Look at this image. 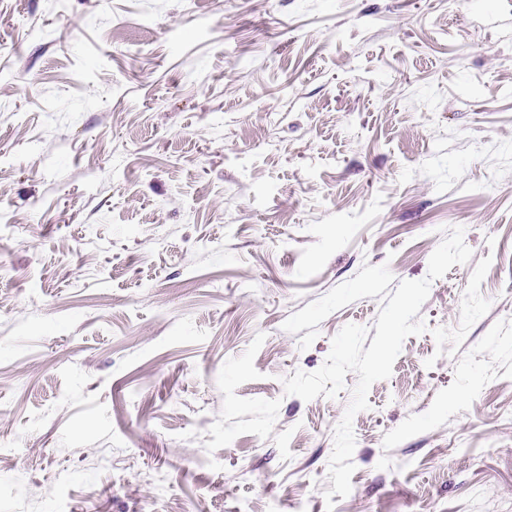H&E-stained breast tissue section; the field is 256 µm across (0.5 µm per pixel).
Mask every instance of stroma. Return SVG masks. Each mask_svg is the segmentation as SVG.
<instances>
[{"label": "stroma", "instance_id": "1", "mask_svg": "<svg viewBox=\"0 0 512 512\" xmlns=\"http://www.w3.org/2000/svg\"><path fill=\"white\" fill-rule=\"evenodd\" d=\"M455 226L325 499L283 324ZM175 506L512 512V0H0V512Z\"/></svg>", "mask_w": 512, "mask_h": 512}]
</instances>
